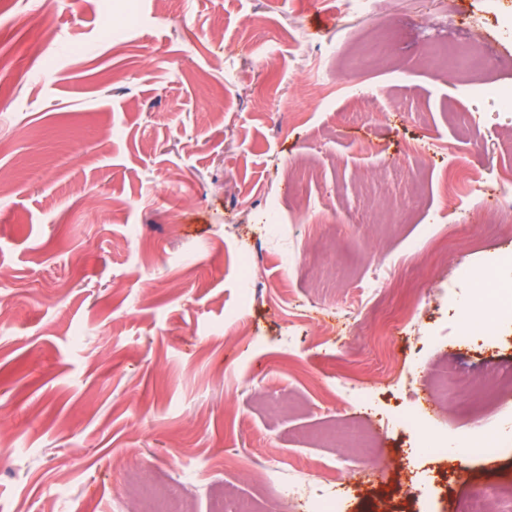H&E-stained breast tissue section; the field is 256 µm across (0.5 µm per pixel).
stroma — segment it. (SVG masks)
I'll use <instances>...</instances> for the list:
<instances>
[{
  "label": "stroma",
  "instance_id": "stroma-1",
  "mask_svg": "<svg viewBox=\"0 0 512 512\" xmlns=\"http://www.w3.org/2000/svg\"><path fill=\"white\" fill-rule=\"evenodd\" d=\"M0 49V512H279L344 458L347 512L512 488L397 421L512 408L427 400L512 377V324L448 333L512 253V0H0Z\"/></svg>",
  "mask_w": 512,
  "mask_h": 512
}]
</instances>
